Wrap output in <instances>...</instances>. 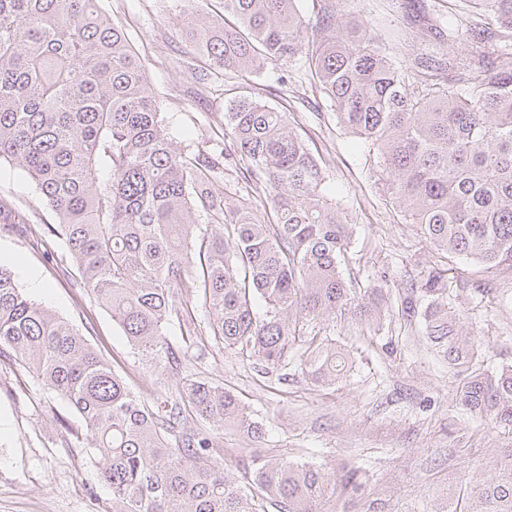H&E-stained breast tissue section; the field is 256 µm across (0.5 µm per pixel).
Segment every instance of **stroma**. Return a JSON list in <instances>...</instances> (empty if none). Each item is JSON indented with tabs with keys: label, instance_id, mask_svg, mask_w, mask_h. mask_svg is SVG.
Masks as SVG:
<instances>
[{
	"label": "stroma",
	"instance_id": "obj_1",
	"mask_svg": "<svg viewBox=\"0 0 512 512\" xmlns=\"http://www.w3.org/2000/svg\"><path fill=\"white\" fill-rule=\"evenodd\" d=\"M333 4L337 13L364 16L398 64L422 52L416 29L407 23L411 0ZM100 5L125 29L178 145L192 152L231 148L224 111L239 81L229 74L209 91H198L192 71L201 62L172 24L175 0ZM253 80L272 107L287 112L326 171L330 195L355 226L347 274L361 291L380 290L386 300L381 329L350 312L322 322V335L354 358L338 383L313 385L294 362L257 373L249 361L217 346L201 310L189 346L182 317L171 318L167 340L181 358L155 367L92 299L64 242L48 230L56 214L8 159L0 160V265L24 290L30 289L23 268L35 270L42 288L30 291L32 299L73 325L148 401L175 399L188 374L222 385L262 423L263 453L299 463L359 462L397 487L391 512H423L463 472L485 469L489 449L511 445L512 433L460 405L462 376L437 355L402 301L408 289L447 269L448 294L461 325L481 339V367L495 371L512 365V277L437 255L375 184L367 147L337 123L307 66L269 64ZM90 440L71 407L15 364L11 352L0 354V512H112V491L87 453Z\"/></svg>",
	"mask_w": 512,
	"mask_h": 512
}]
</instances>
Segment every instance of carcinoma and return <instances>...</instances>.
I'll return each instance as SVG.
<instances>
[{"instance_id": "carcinoma-1", "label": "carcinoma", "mask_w": 512, "mask_h": 512, "mask_svg": "<svg viewBox=\"0 0 512 512\" xmlns=\"http://www.w3.org/2000/svg\"><path fill=\"white\" fill-rule=\"evenodd\" d=\"M175 26L207 63L245 91L224 113L246 173L265 193L227 205L215 187L223 153H193L169 136L142 63L100 0H0V159L18 163L59 224L54 232L93 299L155 365L177 361L170 317L201 306L216 344L263 370L299 352L302 373L332 384L350 356L317 324L347 308L381 325L382 295L357 296L343 276L353 225L325 192L326 173L248 76L302 61L337 122L376 158L384 194L435 250L512 275V0H471L487 24L443 19L439 40L471 47L459 61L417 56L410 73L363 19L297 0H222L234 19L182 0ZM404 311L420 316L435 351L464 374L461 406L512 430V366L477 367L480 339L460 325L441 274ZM71 406L112 489V512H387L369 469L253 454L245 487L212 457L229 425L258 443L263 425L219 384L180 379L179 399L153 409L68 322L49 314L0 265V352ZM489 478L458 477L426 512H512V445L490 450Z\"/></svg>"}]
</instances>
